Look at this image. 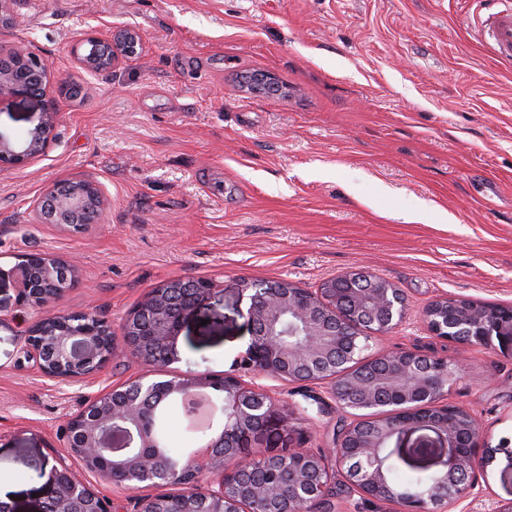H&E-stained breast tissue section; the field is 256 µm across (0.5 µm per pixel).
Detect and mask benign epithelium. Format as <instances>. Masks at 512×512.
Returning a JSON list of instances; mask_svg holds the SVG:
<instances>
[{"label": "benign epithelium", "mask_w": 512, "mask_h": 512, "mask_svg": "<svg viewBox=\"0 0 512 512\" xmlns=\"http://www.w3.org/2000/svg\"><path fill=\"white\" fill-rule=\"evenodd\" d=\"M140 45L132 29L88 33L73 48L77 63L90 72L111 69ZM16 64L0 67V98L33 99L44 95L43 83L51 62L19 42L13 47ZM59 110L51 104L25 135L0 132V171L26 166L40 156L53 134ZM54 184L36 208L40 222L86 230L98 223L106 197L101 184L83 180L63 192ZM70 269L57 259L36 254L10 269L0 267V293L13 283L14 297H0V312L45 309L64 292ZM215 291L206 279L172 278L150 289L129 315L120 333L104 320L101 329L63 330L38 341V328L28 334L25 360L42 374L79 381L116 360L149 361L155 349L164 361L154 369L157 378L124 383L102 394L68 425L66 453L85 468L116 486L149 483L170 491L139 498L133 512H336L334 478L340 475L350 491L398 505V512H437L467 491L461 475H469L489 460L479 421L466 410L445 403L448 388L462 363L419 351L381 352L361 357L369 338L384 336L406 319V301L398 289L368 271L325 280L315 290L290 281L272 283L265 295H249L251 342L236 373L214 378L207 373L173 376L168 367L178 359L177 342L185 319L205 305ZM424 319L433 336L464 345L483 344L495 336L512 340V308L490 315L482 305L443 298L428 305ZM300 335L290 341L284 336ZM270 376L291 382L326 385L336 407L350 422L337 434V446L314 452L289 448L267 457L247 448L249 438L262 431L278 406L258 390L254 379ZM213 389L224 395V427L207 444V455L192 452L190 470L174 481L173 463L154 434V400L181 401L189 426L196 430L199 405L194 394ZM417 430L423 436L411 447L398 448L400 459L413 467H432L436 484L423 493L402 491L387 481L381 455L390 440L401 441ZM263 461L266 478L251 479L255 463ZM87 486L61 458L50 468L43 501L57 503V512H120L102 498L86 497Z\"/></svg>", "instance_id": "1"}]
</instances>
